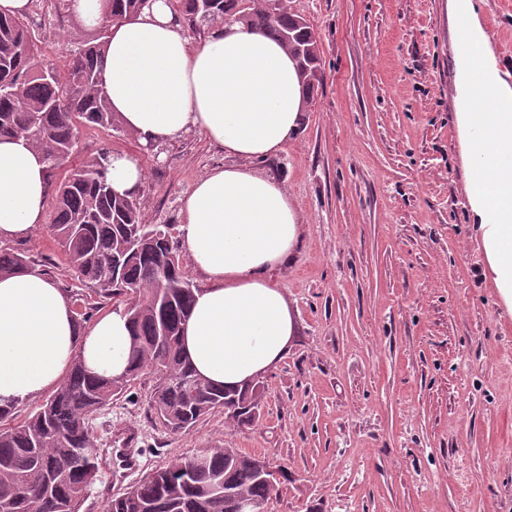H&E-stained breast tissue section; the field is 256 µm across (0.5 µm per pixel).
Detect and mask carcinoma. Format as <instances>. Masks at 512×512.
I'll return each instance as SVG.
<instances>
[{
	"label": "carcinoma",
	"instance_id": "cac0c4a2",
	"mask_svg": "<svg viewBox=\"0 0 512 512\" xmlns=\"http://www.w3.org/2000/svg\"><path fill=\"white\" fill-rule=\"evenodd\" d=\"M176 14L194 30L208 17L263 29L295 56L311 94L323 81L318 33L288 0H174ZM140 0H108L107 16L141 13ZM105 35L70 54L64 70L34 63V41L22 18L0 17V137H23L35 147L49 176L64 166L78 144L80 128L121 132L124 126L108 103L101 81ZM112 154L104 150L72 168L53 190L52 227L65 259L89 285L91 300L77 312L88 322L110 301L122 306L132 324V353L125 375L102 378L77 359L56 392L23 424L0 428V512H80L99 481L103 453L89 428V417L112 404L128 382L145 371L157 375L150 396L154 421L172 431H187L208 413L222 409L240 425L260 416L264 388L227 391L205 383L184 384L194 370L183 358L182 326L194 301L178 242L165 224L142 222L140 193L116 195L108 181ZM52 263L8 244L0 245V275L40 269ZM88 448L86 455L78 449ZM238 451L211 448L200 465L178 461L162 467L112 498L107 512H231L218 495L219 481L255 505L258 512L277 494Z\"/></svg>",
	"mask_w": 512,
	"mask_h": 512
}]
</instances>
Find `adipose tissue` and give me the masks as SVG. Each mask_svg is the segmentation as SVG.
I'll list each match as a JSON object with an SVG mask.
<instances>
[{"label": "adipose tissue", "instance_id": "ef3b65f1", "mask_svg": "<svg viewBox=\"0 0 512 512\" xmlns=\"http://www.w3.org/2000/svg\"><path fill=\"white\" fill-rule=\"evenodd\" d=\"M466 40L455 51L457 122L466 192L488 273L512 308V84L497 68L474 0H447ZM113 112L141 143L195 131L231 157L200 178L180 212L179 233L204 282L183 328L197 374L243 387L285 356L296 321L276 275L304 238L293 199L255 161L283 152L304 122L305 88L295 60L270 35L239 23L189 39L172 0L113 20L101 70ZM494 100L481 109L476 91ZM48 173L24 140H0V240L43 220ZM132 338L123 308L81 326L67 295L39 272L0 276V408L59 386L74 359L105 378L122 376Z\"/></svg>", "mask_w": 512, "mask_h": 512}]
</instances>
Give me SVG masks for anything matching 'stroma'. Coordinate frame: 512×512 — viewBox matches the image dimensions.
<instances>
[{
    "instance_id": "35a3bbf8",
    "label": "stroma",
    "mask_w": 512,
    "mask_h": 512,
    "mask_svg": "<svg viewBox=\"0 0 512 512\" xmlns=\"http://www.w3.org/2000/svg\"><path fill=\"white\" fill-rule=\"evenodd\" d=\"M446 0H291L319 32L324 80L298 136L258 163L300 209L304 240L278 274L297 333L264 374L263 411H224L170 432L150 418L145 374L90 419L101 449L138 431L143 471L223 446L279 471L265 512H512V314L485 274L464 193L454 98L457 33ZM512 74V0H476ZM37 60L63 65L97 37L34 0ZM144 151L131 132L82 129L72 165L136 157L144 223L179 226L195 181L228 159L200 133ZM85 292L50 222L20 243Z\"/></svg>"
}]
</instances>
